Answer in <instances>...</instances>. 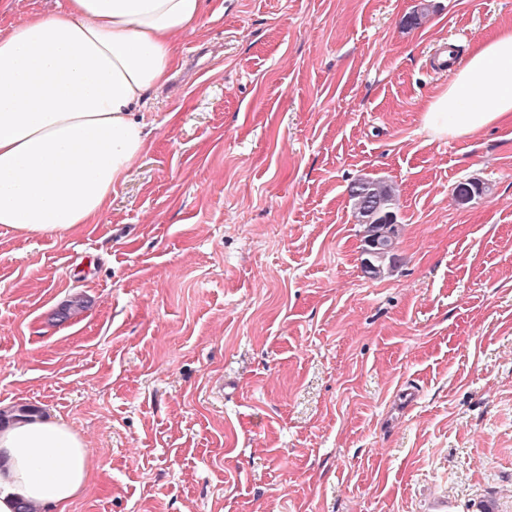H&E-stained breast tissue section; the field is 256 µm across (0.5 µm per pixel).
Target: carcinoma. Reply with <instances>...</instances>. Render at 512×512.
I'll use <instances>...</instances> for the list:
<instances>
[{
  "label": "carcinoma",
  "instance_id": "obj_1",
  "mask_svg": "<svg viewBox=\"0 0 512 512\" xmlns=\"http://www.w3.org/2000/svg\"><path fill=\"white\" fill-rule=\"evenodd\" d=\"M349 198L359 222L370 217L376 221L380 253L370 262L362 258V268L370 277H380L393 268L394 236L390 232L397 223L396 190L381 180L359 179L350 184Z\"/></svg>",
  "mask_w": 512,
  "mask_h": 512
}]
</instances>
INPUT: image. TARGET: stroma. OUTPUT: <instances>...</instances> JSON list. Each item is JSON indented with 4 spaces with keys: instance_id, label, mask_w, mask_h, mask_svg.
I'll list each match as a JSON object with an SVG mask.
<instances>
[{
    "instance_id": "stroma-1",
    "label": "stroma",
    "mask_w": 512,
    "mask_h": 512,
    "mask_svg": "<svg viewBox=\"0 0 512 512\" xmlns=\"http://www.w3.org/2000/svg\"><path fill=\"white\" fill-rule=\"evenodd\" d=\"M505 26L512 0H208L100 223L0 227V418L82 434L72 512H512V122H422L438 53ZM368 177L398 194L377 279ZM349 198L356 218L363 224L367 218H374L377 224L379 252L366 264L365 244L362 248V268L371 278L381 277L393 268V248L395 232L391 224L397 223L396 190L384 181L377 179H358L349 186ZM388 249V251H384Z\"/></svg>"
}]
</instances>
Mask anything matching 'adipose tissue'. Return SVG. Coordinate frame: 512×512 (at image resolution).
Wrapping results in <instances>:
<instances>
[{
    "instance_id": "1",
    "label": "adipose tissue",
    "mask_w": 512,
    "mask_h": 512,
    "mask_svg": "<svg viewBox=\"0 0 512 512\" xmlns=\"http://www.w3.org/2000/svg\"><path fill=\"white\" fill-rule=\"evenodd\" d=\"M206 0H60L0 29V226L65 236L96 223L146 147L137 114ZM437 137L512 121V28L476 42L422 114ZM96 467L57 417L0 429V512H71Z\"/></svg>"
}]
</instances>
